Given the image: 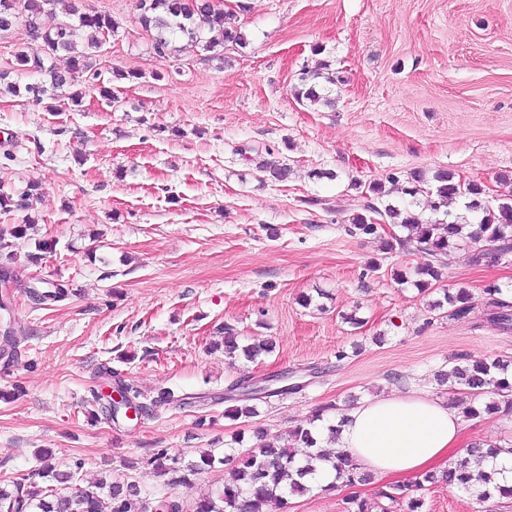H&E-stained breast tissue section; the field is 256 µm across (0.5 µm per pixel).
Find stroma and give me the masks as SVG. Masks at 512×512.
I'll return each instance as SVG.
<instances>
[{"mask_svg":"<svg viewBox=\"0 0 512 512\" xmlns=\"http://www.w3.org/2000/svg\"><path fill=\"white\" fill-rule=\"evenodd\" d=\"M232 10L246 47L222 54L182 45L158 58L140 25L141 0H80L107 12L116 33L89 54L80 108L53 109L8 92L35 82L14 54L17 23L0 33V190L40 187L36 223L16 241V279L0 287L12 341L0 338V480L51 485L40 449L78 485L136 482L146 500L191 504L224 481L223 466L193 489L165 486L146 458L166 448L188 463L223 453L255 428L288 432L314 409L391 392L453 400L435 374L463 354L512 359V329L490 323L485 285L512 286V257L474 262L451 251L449 288H467L464 319L431 315L426 297L393 280L425 259L384 253L380 240L348 231L371 199L370 182L445 170L480 184L487 199L512 177V0H214ZM328 64L335 106L300 104L302 70ZM136 73L118 80L114 71ZM111 87L117 102L101 99ZM270 161L291 168L275 183ZM52 244L29 262L38 241ZM377 271H370V263ZM68 295L30 299L37 276ZM312 296L302 306L303 296ZM357 310L353 328L343 313ZM243 343L269 340L255 362L225 356L222 330ZM383 343H375V336ZM289 375L296 390L259 403L252 419L224 411L236 381ZM123 379L155 395L185 394L129 421L99 415L93 393ZM376 484L292 498L290 512H345ZM422 512H512L438 484Z\"/></svg>","mask_w":512,"mask_h":512,"instance_id":"obj_1","label":"stroma"}]
</instances>
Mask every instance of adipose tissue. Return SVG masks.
<instances>
[{
    "mask_svg": "<svg viewBox=\"0 0 512 512\" xmlns=\"http://www.w3.org/2000/svg\"><path fill=\"white\" fill-rule=\"evenodd\" d=\"M339 445L364 469L402 482L452 462L462 443L460 411L447 401L391 393L344 411Z\"/></svg>",
    "mask_w": 512,
    "mask_h": 512,
    "instance_id": "obj_1",
    "label": "adipose tissue"
}]
</instances>
